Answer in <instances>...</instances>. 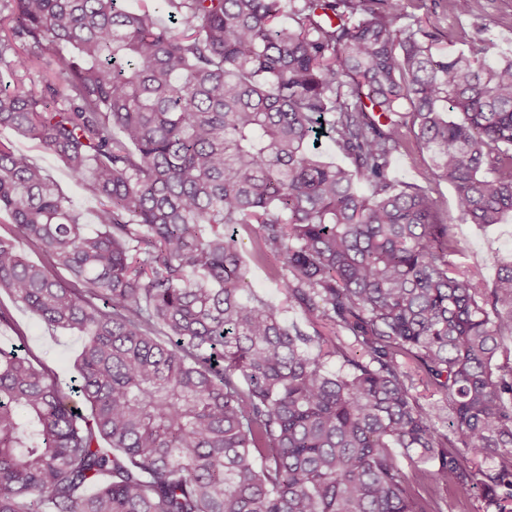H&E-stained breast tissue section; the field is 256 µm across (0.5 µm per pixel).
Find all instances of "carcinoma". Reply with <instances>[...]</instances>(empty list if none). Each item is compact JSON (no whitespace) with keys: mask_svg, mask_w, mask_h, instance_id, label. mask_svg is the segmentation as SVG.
Listing matches in <instances>:
<instances>
[{"mask_svg":"<svg viewBox=\"0 0 512 512\" xmlns=\"http://www.w3.org/2000/svg\"><path fill=\"white\" fill-rule=\"evenodd\" d=\"M166 2L0 0V128L99 203L0 140V291L84 337L69 393L0 349V512H512V263L462 270L429 187L512 214V53L439 54L402 0ZM0 140H10L18 148L28 152L38 164L43 166L52 175L62 192L83 212L85 220L90 224V227H94V224L91 223L93 221V213L98 207L97 200L84 193L70 179L68 172L59 160L38 150L33 142L18 138L11 130L0 128ZM426 160V154L418 152L398 154L391 165V176L406 183L425 185L422 173ZM248 280L251 288L276 305H285V298L270 280L267 270L253 264L248 265ZM446 500L442 503L444 512H480L476 508L479 505L478 492L471 490L468 493L448 492Z\"/></svg>","mask_w":512,"mask_h":512,"instance_id":"carcinoma-1","label":"carcinoma"}]
</instances>
